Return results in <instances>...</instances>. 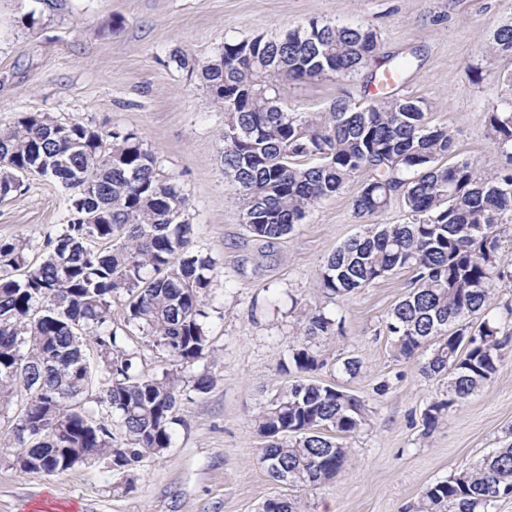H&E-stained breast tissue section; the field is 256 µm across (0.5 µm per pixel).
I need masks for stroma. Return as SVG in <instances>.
<instances>
[{"label": "stroma", "instance_id": "1", "mask_svg": "<svg viewBox=\"0 0 512 512\" xmlns=\"http://www.w3.org/2000/svg\"><path fill=\"white\" fill-rule=\"evenodd\" d=\"M510 17L512 0H0V124L43 112L135 131L188 198L189 251L218 261L207 320L213 351L184 371L208 373L214 383L204 392L185 387L171 447L126 471L96 459L61 473H23L0 456V512H260L266 500L294 496L303 512H416L427 487L511 441L512 353L480 391L425 429L423 414L444 399L446 383L393 357L384 330L411 271L343 298L318 290L327 258L362 229L351 199L364 174L290 234L254 237L220 159L224 114L171 59L181 51L203 60L225 40L274 38L311 20L365 23L381 39L379 58L343 84L328 75L284 78L283 105L320 111L342 91L367 105L366 86L386 56L413 51L419 66L399 96L424 98L431 122L452 128L459 154L498 165L503 158L483 114L504 92L493 72L511 70L512 59L487 62L490 74L477 83L466 67ZM68 217L67 193L33 175L21 193L0 200V237L26 239L37 262L46 235ZM307 306L323 308L338 328L310 339L324 365L304 375L364 400L369 420L343 438L348 459L336 477L302 489L273 480L259 464L254 417L276 387L301 375L289 350ZM112 317L143 373L173 368L138 331H124L120 302ZM350 356L362 362L354 378L339 369Z\"/></svg>", "mask_w": 512, "mask_h": 512}]
</instances>
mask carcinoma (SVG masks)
Instances as JSON below:
<instances>
[{
	"mask_svg": "<svg viewBox=\"0 0 512 512\" xmlns=\"http://www.w3.org/2000/svg\"><path fill=\"white\" fill-rule=\"evenodd\" d=\"M379 51L370 26L312 20L275 39H226L204 62L178 51L172 61L197 72L224 112V172L238 186L253 236L290 233L357 173L367 179L352 198L356 216L401 202L407 222L364 225L326 260L318 288L345 297L394 271L415 272L385 331L395 358L414 360L430 344L419 371L448 375V400L424 413L430 431L444 409L492 379L512 345V328L494 306L497 288L512 284V260L502 251V238L512 234V93L483 115L508 162L501 168L456 155L448 126L430 124L422 99L386 94L362 107L341 92L317 112L281 104L282 77L332 75L341 83ZM483 56L512 58V20L495 29ZM450 155L456 160L448 166ZM35 168L69 192L70 212L47 236L37 264L27 259V241L0 238V406L22 399L10 442L29 463L18 470L51 474L81 457L130 469L171 447L185 381L174 369H138L137 353L112 325L113 299L128 298L125 325L147 345L191 366L209 351L205 319L216 259L187 252L188 199L174 178L160 175L135 132L24 113L0 127V199L22 191L24 173ZM334 325L316 307L301 312L303 340L289 353L297 370L325 365L307 340L335 335ZM90 379L101 386L94 406L80 403ZM365 419L356 396L296 380L254 418L265 441L259 463L276 481L286 470L293 486H317L343 468L347 449L339 439ZM508 490L512 442L428 487L417 512H487ZM262 512L302 510L296 501L270 499Z\"/></svg>",
	"mask_w": 512,
	"mask_h": 512,
	"instance_id": "obj_1",
	"label": "carcinoma"
}]
</instances>
